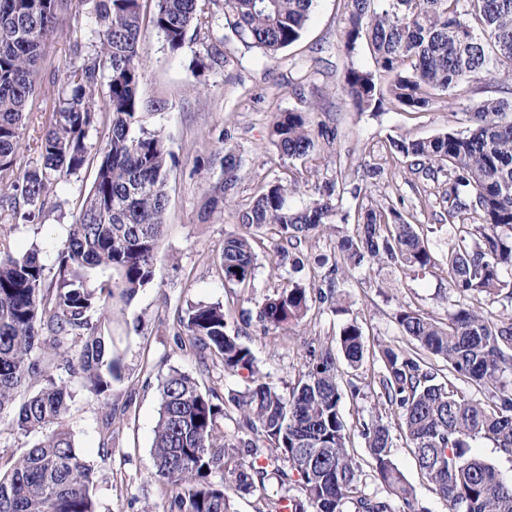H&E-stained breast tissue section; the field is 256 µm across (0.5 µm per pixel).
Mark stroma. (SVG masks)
<instances>
[{
	"label": "stroma",
	"instance_id": "1",
	"mask_svg": "<svg viewBox=\"0 0 512 512\" xmlns=\"http://www.w3.org/2000/svg\"><path fill=\"white\" fill-rule=\"evenodd\" d=\"M346 0H314L310 20L301 38L267 59L256 47H246L227 37L223 18L213 22L212 41L187 38L178 53H171L156 29L144 30L146 56L143 97L158 101L147 126L160 130L177 163L169 175L166 231L159 245L153 282L127 304L112 311V343L122 359V380L115 383L109 400L116 415L111 450H102L104 415L95 401L76 392L66 417L82 455L97 471L94 487L98 512H170L171 497L153 479L152 443L158 419V384L171 370L195 377L201 388L220 394L244 387L241 378L225 373L221 363L202 370L193 350L177 338L181 311L192 303L224 305L232 333L248 346L268 382L288 391L304 370L306 346L329 342L352 321L363 329L367 347L379 344L409 346L394 314L410 306L443 321L453 296L444 273H402L366 265L339 276L337 287L345 312L312 301L303 323L285 334L263 332L258 323H245L277 291L282 280L297 277L307 285L326 287L341 236L355 232L354 224L337 223L335 230L317 235L277 254L270 234H261L255 278L248 288L225 285L219 255L226 235L237 229V211L278 177L296 180L301 188L292 200L302 206L326 182L336 184L339 214L354 212L353 192L364 199L392 203L413 224L433 225L430 243L443 255L457 230L441 213L448 208L445 192L448 173L427 177L408 170L390 150L391 139H422L448 130L466 131L469 111L487 98L512 99V67L480 76L449 93L435 96L428 108L409 112L387 95L388 78L379 71L366 44L353 52L343 49L347 24ZM84 14L68 9L57 18V34L43 48V82L39 98L57 97L69 62V35ZM223 56L220 66L197 74L195 58L211 48ZM372 72L383 104L379 110L357 111L342 89L347 69ZM308 110L313 122L337 128L334 144L318 142L305 159L281 160L269 138L273 113ZM239 158L238 185L232 206L223 213L201 219L200 205L208 185L218 182L225 147ZM381 168L369 178L367 170ZM92 171L71 178L56 197L59 211L44 212L28 223L13 220L0 227V253L18 255L39 248L47 278L57 274V255L69 224L79 214L80 203L93 183ZM392 455L428 512H448L441 499L422 478L403 433L392 429Z\"/></svg>",
	"mask_w": 512,
	"mask_h": 512
}]
</instances>
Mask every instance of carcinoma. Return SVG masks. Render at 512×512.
<instances>
[{"label": "carcinoma", "instance_id": "carcinoma-1", "mask_svg": "<svg viewBox=\"0 0 512 512\" xmlns=\"http://www.w3.org/2000/svg\"><path fill=\"white\" fill-rule=\"evenodd\" d=\"M65 0H0V212L27 221L40 216L58 187L95 164L93 184L58 254L59 279L46 285L39 252L0 256V413L14 410L18 430L37 440L0 472V512H97L95 468L78 451L64 418L72 386L106 408L102 447L112 443V385L122 380L113 350L112 301H131L153 282L165 230L168 174L176 164L160 131L143 123L151 104L140 94L145 77L143 30L149 24L177 52L187 36L206 37L213 17L248 47L273 58L298 41L313 0H80L89 28L75 31L73 65L54 99L37 141L41 163H21L24 116L32 111L41 80L42 47L56 30ZM347 52L370 42L377 67L391 76L393 98L417 111L498 66L512 64V0H348ZM344 91L360 112L381 103L373 75L349 69ZM512 101L488 98L470 113L465 132L427 139H396L391 151L412 171L428 175L448 166V223L468 226L448 245V288L463 301L439 321L409 306L395 323L411 345H380L378 416L359 422L367 466L387 496L365 493L362 463L348 447L350 428L335 350L309 349L306 370L288 394L265 380L250 348L231 334L220 303H197L178 316L180 343L195 349L202 367L220 360L224 372L245 379L228 397L203 390L192 376L171 371L159 386L154 430V479L175 493L178 512H232L211 476L222 471L238 488H265L275 477L285 487L259 498L257 512H422L413 486L395 463L390 421L404 433L422 477L448 503V512H512V481L476 456L470 441H490L512 461V316L495 313L501 273L512 268ZM107 134L91 152L88 134ZM337 130L314 126L306 111L277 112L270 129L280 157H307L316 139ZM224 178L210 189L204 209L221 212L238 182V159L224 148ZM299 185L277 178L238 212V230L224 238V283L245 287L255 276L256 232L271 228L277 247L335 229L336 183L327 182L301 207L290 200ZM356 233L338 242L340 265H388L429 272L437 262L429 227L412 224L393 204L366 205L353 193ZM337 308L334 286L314 290L290 280L256 310L263 330H286L307 316L313 299ZM348 365L363 366L365 340L352 321L336 339ZM448 363L443 373L431 358ZM64 369L69 380L51 372ZM45 384L13 409L15 392ZM237 414V434L224 432L226 407ZM250 457L246 463L243 456ZM299 494L292 495V486Z\"/></svg>", "mask_w": 512, "mask_h": 512}]
</instances>
